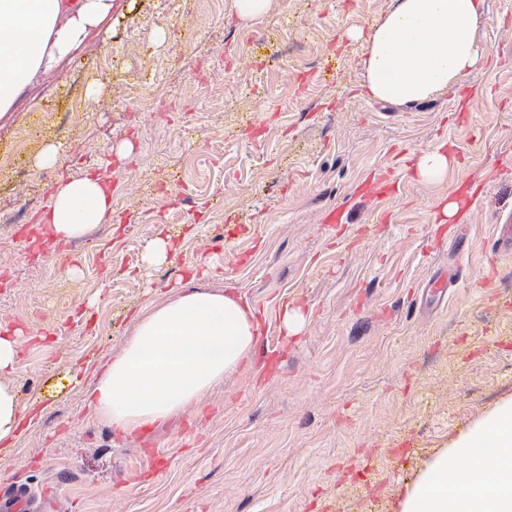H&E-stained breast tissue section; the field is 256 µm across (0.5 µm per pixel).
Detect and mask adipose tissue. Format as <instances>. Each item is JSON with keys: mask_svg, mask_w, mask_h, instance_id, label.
I'll return each mask as SVG.
<instances>
[{"mask_svg": "<svg viewBox=\"0 0 512 512\" xmlns=\"http://www.w3.org/2000/svg\"><path fill=\"white\" fill-rule=\"evenodd\" d=\"M483 0H392L365 41L368 97L402 105L429 99L479 68ZM112 0H0V112L67 56L110 15ZM102 179L86 175L56 186L45 215L54 237L70 241L112 214ZM259 336L255 310L232 292L186 288L136 312L121 349L95 369L88 408L125 435L150 430L194 408L248 360ZM17 343L0 336V448L15 447L38 421V404L21 406L8 375ZM472 467L459 472L449 455ZM402 503L401 512H512V401L456 440Z\"/></svg>", "mask_w": 512, "mask_h": 512, "instance_id": "ef3b65f1", "label": "adipose tissue"}]
</instances>
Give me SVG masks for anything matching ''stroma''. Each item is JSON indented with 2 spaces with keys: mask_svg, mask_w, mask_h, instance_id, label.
I'll return each instance as SVG.
<instances>
[{
  "mask_svg": "<svg viewBox=\"0 0 512 512\" xmlns=\"http://www.w3.org/2000/svg\"><path fill=\"white\" fill-rule=\"evenodd\" d=\"M390 0H112V13L0 114V332L10 378L44 412L0 450V484L47 490L45 512H399L453 440L512 399V0H484L483 66L426 101L368 98L364 35ZM358 38H351V31ZM251 58L233 59L241 35ZM112 54L113 68L103 65ZM81 85L82 114L68 113ZM30 141L15 153V138ZM58 163L36 165L48 143ZM445 145V179L414 176ZM104 178L114 213L57 243L39 218L58 183ZM461 203L440 223L448 199ZM445 296L427 283L455 264ZM176 250L144 256L157 237ZM234 290L274 347L199 405L142 435L96 420L93 368L131 316L182 287ZM305 318L296 335L284 308Z\"/></svg>",
  "mask_w": 512,
  "mask_h": 512,
  "instance_id": "35a3bbf8",
  "label": "stroma"
}]
</instances>
